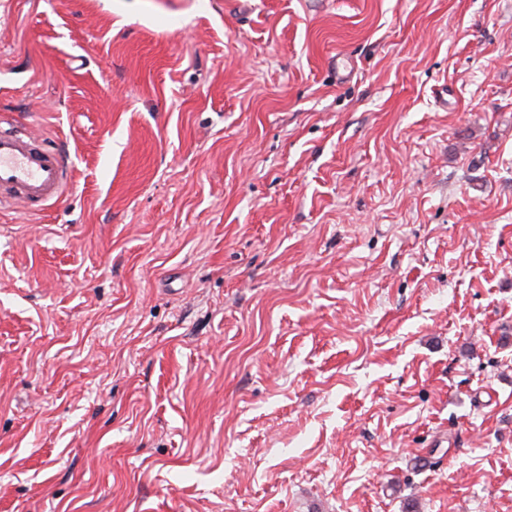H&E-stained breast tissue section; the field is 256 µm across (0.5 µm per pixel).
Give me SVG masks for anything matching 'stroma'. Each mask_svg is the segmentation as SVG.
I'll return each instance as SVG.
<instances>
[{"label":"stroma","instance_id":"35a3bbf8","mask_svg":"<svg viewBox=\"0 0 512 512\" xmlns=\"http://www.w3.org/2000/svg\"><path fill=\"white\" fill-rule=\"evenodd\" d=\"M0 512H512V0H0ZM69 155L48 147L26 128L0 129V206L40 211L69 184Z\"/></svg>","mask_w":512,"mask_h":512}]
</instances>
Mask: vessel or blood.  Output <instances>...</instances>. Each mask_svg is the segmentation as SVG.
<instances>
[{
	"label": "vessel or blood",
	"mask_w": 512,
	"mask_h": 512,
	"mask_svg": "<svg viewBox=\"0 0 512 512\" xmlns=\"http://www.w3.org/2000/svg\"><path fill=\"white\" fill-rule=\"evenodd\" d=\"M71 168L68 154L48 147L28 129H0V205L43 209L65 191Z\"/></svg>",
	"instance_id": "vessel-or-blood-1"
}]
</instances>
